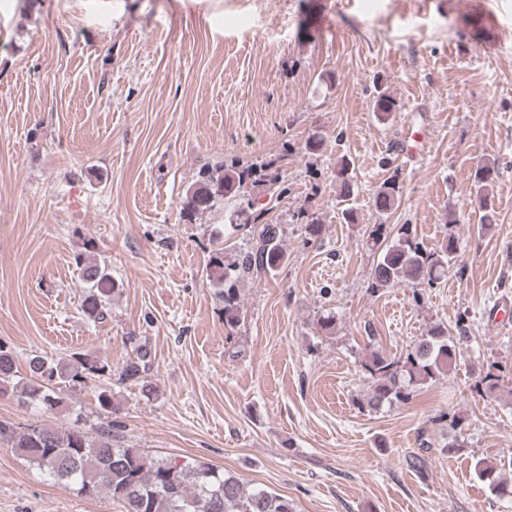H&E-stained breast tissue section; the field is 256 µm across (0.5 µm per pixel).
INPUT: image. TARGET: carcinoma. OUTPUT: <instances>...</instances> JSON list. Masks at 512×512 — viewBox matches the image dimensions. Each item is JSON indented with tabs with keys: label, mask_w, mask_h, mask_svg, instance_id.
I'll return each mask as SVG.
<instances>
[{
	"label": "carcinoma",
	"mask_w": 512,
	"mask_h": 512,
	"mask_svg": "<svg viewBox=\"0 0 512 512\" xmlns=\"http://www.w3.org/2000/svg\"><path fill=\"white\" fill-rule=\"evenodd\" d=\"M347 164L336 170L339 197L344 203L342 216L355 223L352 206L354 187L346 176ZM255 173L237 164L201 167L196 174L186 207L197 213L211 209L220 198L237 194ZM498 175L496 163H486L476 172V200L484 205L487 191ZM401 198L396 177L384 181L374 195L377 212L388 213ZM252 246L231 262L224 261V249L211 256L207 276L222 287L224 321L234 327L239 322V298L234 281L247 275L270 274L285 263L275 224H253L248 229ZM386 225L373 230L375 243L382 244L380 256L371 273V287L380 291L407 284L414 288L434 287L448 271L457 250L455 236L448 235L438 248L429 250L417 241L410 226L401 225L397 235L386 240ZM89 291L81 302V310L92 321L106 318L114 283L106 267L76 260ZM467 315L458 318V338L448 329L431 326L422 340L403 357H390L374 351L363 365L373 380L366 401L370 408L406 401L420 383L447 372L462 357L460 341L466 339ZM151 369L147 348L139 346L135 356L123 365L118 381L139 379ZM109 363L88 355L75 354L68 359H49L34 354L28 359V372L16 371L15 355L0 342V393L10 392L24 403L51 412L70 409L66 390L75 389L111 374ZM96 412L107 419L112 414V388L101 387L96 395ZM81 410H75L73 423L66 427L36 424L24 430L0 421V442L37 468L42 475L64 490L87 497L109 498L122 512H296L293 501L263 489H247L236 476L205 463L179 464L175 460L155 457L142 448L126 446L112 434V423L93 428L81 426Z\"/></svg>",
	"instance_id": "carcinoma-1"
}]
</instances>
